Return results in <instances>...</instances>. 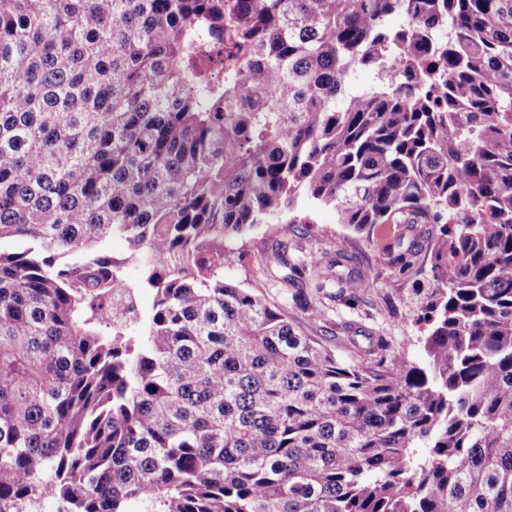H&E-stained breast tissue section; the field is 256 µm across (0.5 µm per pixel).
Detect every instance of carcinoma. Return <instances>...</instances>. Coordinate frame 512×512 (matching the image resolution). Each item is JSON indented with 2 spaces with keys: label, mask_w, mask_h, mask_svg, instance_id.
Wrapping results in <instances>:
<instances>
[{
  "label": "carcinoma",
  "mask_w": 512,
  "mask_h": 512,
  "mask_svg": "<svg viewBox=\"0 0 512 512\" xmlns=\"http://www.w3.org/2000/svg\"><path fill=\"white\" fill-rule=\"evenodd\" d=\"M317 206L441 225L393 257L431 250L422 361L345 362L224 280L228 240ZM46 494L512 512V0H0V512Z\"/></svg>",
  "instance_id": "cac0c4a2"
}]
</instances>
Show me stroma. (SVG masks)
<instances>
[{
  "instance_id": "35a3bbf8",
  "label": "stroma",
  "mask_w": 512,
  "mask_h": 512,
  "mask_svg": "<svg viewBox=\"0 0 512 512\" xmlns=\"http://www.w3.org/2000/svg\"><path fill=\"white\" fill-rule=\"evenodd\" d=\"M401 233L393 224L378 225L372 239H363L336 222V213L327 207L309 211L304 224L260 225L246 236L231 241L229 260L224 265L226 281L253 289L268 300L284 303L289 315L302 330L317 337L344 359H352L349 347L338 339V324L348 322L354 329L383 337L408 359L421 360L422 349L414 322L423 297L415 288L413 272L399 271L388 260V253ZM288 247L289 257H307L342 251L366 277L368 288L356 298L332 300L325 314L285 303V290L273 282L262 259L277 244Z\"/></svg>"
}]
</instances>
